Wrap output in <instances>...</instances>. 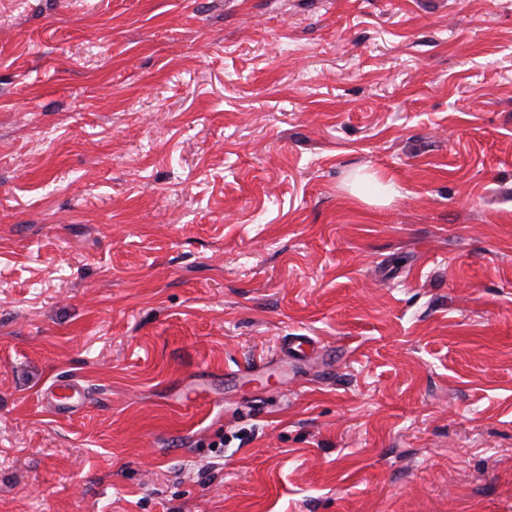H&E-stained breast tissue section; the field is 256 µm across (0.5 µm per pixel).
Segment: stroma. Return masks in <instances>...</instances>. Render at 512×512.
I'll return each mask as SVG.
<instances>
[{
	"label": "stroma",
	"mask_w": 512,
	"mask_h": 512,
	"mask_svg": "<svg viewBox=\"0 0 512 512\" xmlns=\"http://www.w3.org/2000/svg\"><path fill=\"white\" fill-rule=\"evenodd\" d=\"M0 512H512V0H0ZM351 194L358 200L366 201L368 199L392 198L399 194V190L391 177L372 172L359 177ZM319 342L312 336H285L282 348L285 355L294 359L307 357L309 352L315 351ZM43 403L55 413H75L86 404L85 389L75 382L55 380L41 393Z\"/></svg>",
	"instance_id": "35a3bbf8"
}]
</instances>
